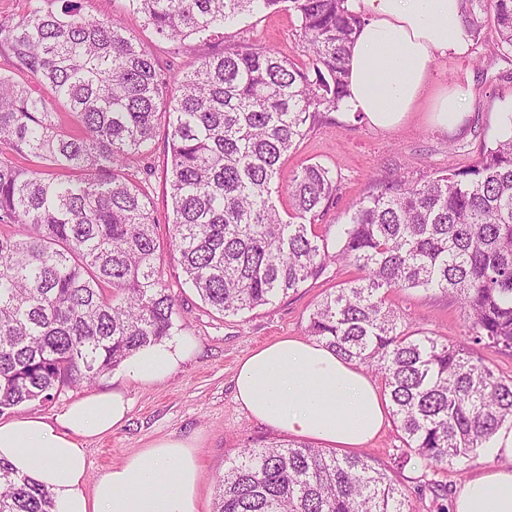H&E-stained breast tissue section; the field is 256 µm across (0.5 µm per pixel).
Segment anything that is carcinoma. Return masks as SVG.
I'll return each instance as SVG.
<instances>
[{
  "label": "carcinoma",
  "instance_id": "cac0c4a2",
  "mask_svg": "<svg viewBox=\"0 0 512 512\" xmlns=\"http://www.w3.org/2000/svg\"><path fill=\"white\" fill-rule=\"evenodd\" d=\"M88 0H25L0 23L14 72L50 87L61 111L0 74V414L92 384L136 349L178 332L161 278L153 205L131 164L152 172L159 128L170 154L171 250L185 283L224 316L273 304L343 262L359 275L310 311L308 335L379 378L406 452L423 471L461 473L512 429V376L461 343L413 328L394 290L453 297L472 343L512 350V116L480 160L423 184L402 179L316 229L338 190L318 163L277 186L307 122L348 97L361 15L348 0H125L162 39L195 37L288 5L307 61L241 43L203 52L169 83L154 55ZM466 33L490 21L512 53V0H465ZM288 209L280 210V192ZM47 491L0 463V512H51ZM214 512H412L366 454L301 441L244 448Z\"/></svg>",
  "mask_w": 512,
  "mask_h": 512
}]
</instances>
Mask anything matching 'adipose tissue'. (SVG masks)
<instances>
[{
    "label": "adipose tissue",
    "mask_w": 512,
    "mask_h": 512,
    "mask_svg": "<svg viewBox=\"0 0 512 512\" xmlns=\"http://www.w3.org/2000/svg\"><path fill=\"white\" fill-rule=\"evenodd\" d=\"M364 24L349 59L347 106L368 124L391 129L414 113L440 128L456 125L467 91L438 77L436 58L469 50L462 0H350ZM194 349L175 336L123 363L128 380L153 385L173 376ZM235 399L250 418L326 448L370 445L387 420L372 378L325 343L284 336L237 365ZM125 388L92 392L52 416L0 420V462L49 492L52 512H198L202 470L194 439L165 437L89 479L88 445L122 426ZM454 512H512V469L490 467L460 486Z\"/></svg>",
    "instance_id": "obj_1"
}]
</instances>
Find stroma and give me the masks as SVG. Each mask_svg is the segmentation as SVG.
Listing matches in <instances>:
<instances>
[{
	"mask_svg": "<svg viewBox=\"0 0 512 512\" xmlns=\"http://www.w3.org/2000/svg\"><path fill=\"white\" fill-rule=\"evenodd\" d=\"M89 14L121 16L128 35L152 52L162 70L178 74L190 71L198 58L197 40L167 42L135 15L125 13L123 0H89ZM294 13L264 11L227 27L213 38L214 52L233 50L240 43L269 46L282 55L302 60V48ZM448 83L467 82L469 96L461 122L442 130L420 112L393 130H382L359 121L346 110L327 112L311 124L296 150L286 157L281 174L289 176L302 165L319 163L329 167L338 191L323 221L344 224L353 201L371 196L400 178L423 183L450 168L465 169L475 164L486 147L505 130L504 118L512 113V55L503 56L492 26H484L478 43L464 56H448L436 63ZM167 148L156 139L152 157L156 169L148 187L153 200L157 235L168 242L172 228L170 201L166 195L164 165ZM164 282L175 296L179 324L184 335L193 337L197 349L171 378L154 386L124 380L120 370L100 377L93 385L62 391L49 402L16 407V414L51 416L89 391H107L122 386L132 400L129 420L88 449L91 476H98L119 463L128 453L169 435L197 439L202 468L200 512H213L217 480L239 451L248 444L284 441V434L250 418L234 399V375L238 362L254 348L282 336L305 333L310 309L328 289L354 278V267L337 264L317 280L274 304L237 316H224L206 306L196 291L184 282L177 260L162 249ZM388 302L417 328L433 337L452 342L466 341V328L458 303L447 296L428 295L418 290H395ZM402 442L394 424H386L368 446L376 467L405 486L413 512H438L452 504L465 476L495 465L493 451L479 452L465 474L454 469L439 470L434 481L422 478L413 466L396 469L393 459Z\"/></svg>",
	"mask_w": 512,
	"mask_h": 512,
	"instance_id": "stroma-1",
	"label": "stroma"
}]
</instances>
